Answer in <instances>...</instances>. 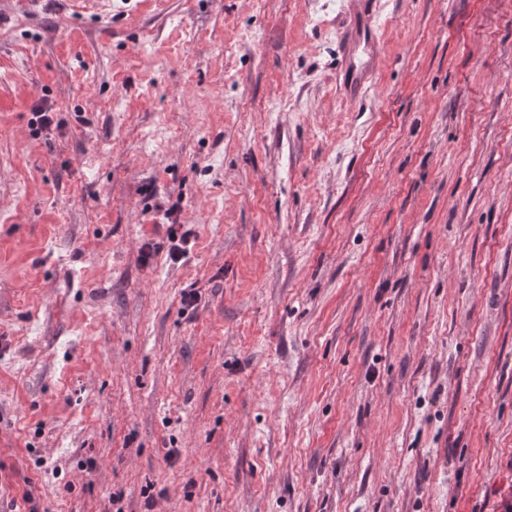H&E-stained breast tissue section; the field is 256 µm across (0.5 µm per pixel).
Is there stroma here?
<instances>
[{
    "mask_svg": "<svg viewBox=\"0 0 512 512\" xmlns=\"http://www.w3.org/2000/svg\"><path fill=\"white\" fill-rule=\"evenodd\" d=\"M312 9L0 16V512L512 504V0ZM353 14L361 21L360 27L355 25L351 27L345 38V55H349L351 47L356 42H363L373 49L377 47L376 30L370 22L371 0L351 1Z\"/></svg>",
    "mask_w": 512,
    "mask_h": 512,
    "instance_id": "obj_1",
    "label": "stroma"
}]
</instances>
